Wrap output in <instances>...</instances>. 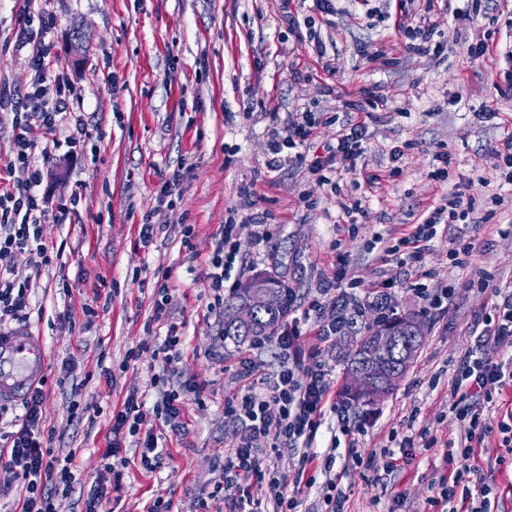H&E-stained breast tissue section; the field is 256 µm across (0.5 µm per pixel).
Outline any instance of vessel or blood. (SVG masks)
<instances>
[{"label": "vessel or blood", "mask_w": 512, "mask_h": 512, "mask_svg": "<svg viewBox=\"0 0 512 512\" xmlns=\"http://www.w3.org/2000/svg\"><path fill=\"white\" fill-rule=\"evenodd\" d=\"M46 369L41 336L28 327L0 330V403L24 397Z\"/></svg>", "instance_id": "obj_1"}]
</instances>
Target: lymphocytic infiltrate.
I'll return each instance as SVG.
<instances>
[{
    "label": "lymphocytic infiltrate",
    "instance_id": "obj_1",
    "mask_svg": "<svg viewBox=\"0 0 512 512\" xmlns=\"http://www.w3.org/2000/svg\"><path fill=\"white\" fill-rule=\"evenodd\" d=\"M30 46L32 80L22 92L0 87V112L12 116V163L26 172L24 183L0 192V325L9 321L25 322L30 318V280L19 279L14 269V256L25 252L34 269L51 265L53 256L42 240L40 224L47 206L41 193L43 171L37 150L58 142L77 150L87 134L83 119L72 110L76 96L73 86L54 74L51 48L45 40L33 39ZM379 106L371 90H363L359 100L346 102L349 115L336 132L335 143L323 152L313 154L306 163L309 173L319 181L355 171L364 152L366 120ZM474 208L462 192L452 193L447 203L433 209L418 224L412 225L399 238L377 237L381 261L400 267L421 269L426 244L438 224L472 223ZM232 225H225L218 247L209 262L206 274L210 300L208 314L224 312V283L236 258L232 241ZM334 283L322 284L319 299L313 300L299 316L293 317L277 336L284 354L280 367L271 375H260L252 360L242 363L245 385L240 395L225 399L224 418L242 430L241 441L224 457L222 476L215 482L209 501L199 504V512H211L210 501H219L224 512H299L300 495L312 484L308 474L318 470L325 477L328 489L324 512H341L343 495L338 491L334 470L337 449L361 464L362 455L354 437L346 406L336 402L317 358L323 345L343 329L335 314H322V296L334 290ZM158 363L156 380L163 384L153 404H146L137 394H128L120 409L110 420L113 440L108 456L121 452L120 437L135 436L140 447V466L147 472L159 469L164 452L154 432L156 424L168 425L172 431H184V410L187 401H201V388L180 385L168 387L175 364L183 360V338L177 324H170L167 334L155 351ZM463 380L468 394L492 396L512 386V356H486L466 361ZM45 398L43 385H36L23 398L25 410L16 432L7 445L0 447V461L15 475L25 492L19 512H54L56 496L70 492L79 480L73 460L59 461L51 457L41 439L39 424ZM455 418L462 431L457 450L446 453L431 482L432 505L442 512H491L486 490H473L471 477L477 474L474 449L489 429L486 418L465 401L454 407ZM336 416L340 437L330 438L325 451H318L315 442L326 414ZM289 449L298 456L292 478L269 475L261 464L267 450Z\"/></svg>",
    "mask_w": 512,
    "mask_h": 512
}]
</instances>
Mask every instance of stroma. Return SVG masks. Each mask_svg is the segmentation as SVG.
Masks as SVG:
<instances>
[{"label":"stroma","instance_id":"1","mask_svg":"<svg viewBox=\"0 0 512 512\" xmlns=\"http://www.w3.org/2000/svg\"><path fill=\"white\" fill-rule=\"evenodd\" d=\"M448 2L432 11L431 41L444 47L434 57L406 50L398 29L413 24L416 8L428 0H336L331 14L312 0H36L31 8L25 0H0V84L26 89L30 50L19 31L45 34L54 44L52 69L75 87L73 108L89 134L84 155L67 156L60 145L41 159L42 189L50 198L41 218L43 239L47 246H64L61 264L35 273L26 255L15 259L18 277L30 278L34 288L29 324L46 347L43 419L52 432L50 451L73 457L81 474L72 493L56 499V512H83L89 488L104 474L110 416L127 393L156 400L151 349L172 320L184 325V358L175 379L203 388L205 401L187 405L185 434L162 428L168 458L160 471H143L134 439H124V478L110 492L109 509L146 512L153 500L169 498L173 512H195L197 500L212 491L225 453L240 438L224 420V400L242 388V360L267 373L282 360L275 338L259 349L235 343L224 336L223 318L207 313V264L230 222L238 255L225 296L260 271L277 275L305 303L322 283L340 280L321 298L323 305L357 323L319 357L337 401L347 398L359 328L378 315L366 294L385 286L391 311L423 320V344L395 389L349 411L370 464L340 458L336 470L342 512H428L443 443L458 435L448 411L459 398L462 363L486 353L473 333L497 292L512 287V196L499 206L492 202L501 182L494 152L505 129H512V98L496 96L497 88L512 86V0L489 9L476 27L457 18L461 0ZM289 12L298 27L284 22ZM47 14L55 21L48 32ZM480 40L489 52L470 61L467 48ZM319 42L335 57L336 74L323 71ZM107 73L114 84L104 82ZM364 88L375 90L384 105L369 124L356 173L344 175L337 188L320 185L294 150L274 153L287 113L306 111L321 120L307 149L321 151L336 135L345 102ZM441 155L448 158V178L437 182L432 173ZM275 159L279 167L270 168ZM175 174L182 198L170 208L160 189ZM369 176L376 179L370 186ZM455 189L473 201L478 220L468 231L476 245L471 265L450 264L459 229L446 224L436 227L422 273L379 260L376 235L405 232ZM357 199L367 215L352 231L340 216L343 205ZM70 201L74 210L59 213V204ZM147 213L156 233L144 244L138 226ZM183 224L196 228L189 252L180 243ZM258 224L270 227L261 244L253 235ZM162 270L169 274L173 305L169 320L154 323ZM102 277L110 288H99ZM62 278L71 296L59 290ZM423 281L454 285L446 311L429 310L415 289ZM87 303L96 317H85ZM66 306L76 324L72 331L54 322ZM132 347L142 350L136 362L113 378L101 375L99 354L118 363ZM65 362L80 387L58 384ZM75 400L96 414L95 424L71 423ZM473 404L492 425L475 454L482 481L497 493L498 512H512V464L499 461L505 449L498 428L512 408V389ZM423 432L438 437V445L413 448L409 462L394 472L372 455Z\"/></svg>","mask_w":512,"mask_h":512}]
</instances>
